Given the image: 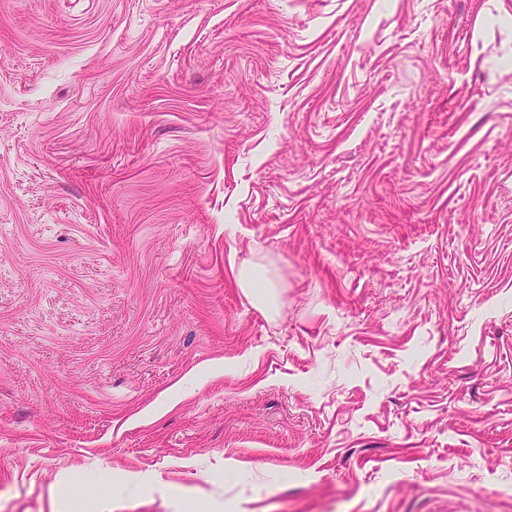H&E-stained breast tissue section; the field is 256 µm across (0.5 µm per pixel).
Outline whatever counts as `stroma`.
<instances>
[{"label":"stroma","mask_w":512,"mask_h":512,"mask_svg":"<svg viewBox=\"0 0 512 512\" xmlns=\"http://www.w3.org/2000/svg\"><path fill=\"white\" fill-rule=\"evenodd\" d=\"M0 512H512V0H0ZM235 277L239 288L253 306L265 310L275 307L278 286L266 271L243 265L237 270Z\"/></svg>","instance_id":"35a3bbf8"}]
</instances>
